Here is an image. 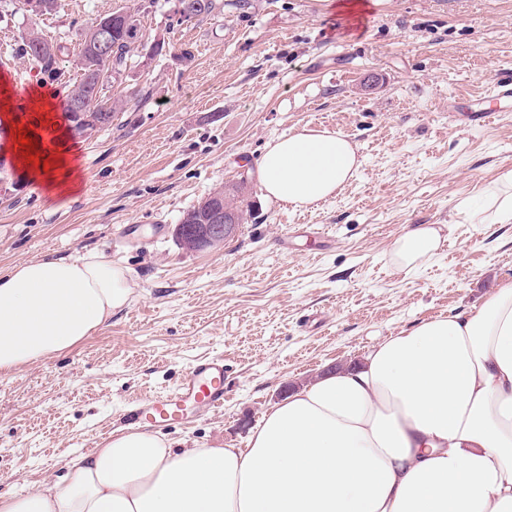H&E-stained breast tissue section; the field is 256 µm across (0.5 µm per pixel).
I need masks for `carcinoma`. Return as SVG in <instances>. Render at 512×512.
<instances>
[{"instance_id": "cac0c4a2", "label": "carcinoma", "mask_w": 512, "mask_h": 512, "mask_svg": "<svg viewBox=\"0 0 512 512\" xmlns=\"http://www.w3.org/2000/svg\"><path fill=\"white\" fill-rule=\"evenodd\" d=\"M19 3L23 11L35 16L50 14L58 7V0H37L34 6L31 5V0H19ZM143 13L145 6L140 4L132 8L123 7L107 15V19L112 21V46L107 54H96L92 51L98 34L97 20L82 29L79 42L71 48L52 41L34 30L22 37L21 56L52 80H57L61 76V56H76L79 77L67 98L81 102L84 112L80 121L73 127V134L85 137L110 127L107 113L101 111V107L106 103H112L114 112L123 109L121 101H109L106 96L107 86L97 87L98 78L102 72L111 71L118 74L126 71L130 53L143 36ZM224 200L227 202V208L238 219L247 220L252 204L245 182L224 186Z\"/></svg>"}]
</instances>
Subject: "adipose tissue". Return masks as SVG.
<instances>
[{"instance_id": "1", "label": "adipose tissue", "mask_w": 512, "mask_h": 512, "mask_svg": "<svg viewBox=\"0 0 512 512\" xmlns=\"http://www.w3.org/2000/svg\"><path fill=\"white\" fill-rule=\"evenodd\" d=\"M39 88L23 133L47 190H73L78 153ZM52 128V148H40ZM362 165L346 136L301 129L257 162L268 198L301 208L336 194ZM486 219L512 223V168L484 188ZM439 227L394 240L393 266L433 258ZM131 295L129 272L96 254L41 257L0 273V373L62 354ZM0 512H512V285L468 316L439 315L361 363L318 376L275 405L245 447L174 450L147 431L113 432L74 457L64 483L1 496Z\"/></svg>"}]
</instances>
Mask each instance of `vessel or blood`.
I'll use <instances>...</instances> for the list:
<instances>
[{"mask_svg": "<svg viewBox=\"0 0 512 512\" xmlns=\"http://www.w3.org/2000/svg\"><path fill=\"white\" fill-rule=\"evenodd\" d=\"M512 105V74L504 72L495 80L493 90L482 105L467 107L464 116L475 126L489 123L496 113ZM224 408V359L220 356L194 360L177 387L170 393L154 395L133 405L129 425L168 426L188 411L211 414Z\"/></svg>", "mask_w": 512, "mask_h": 512, "instance_id": "vessel-or-blood-1", "label": "vessel or blood"}]
</instances>
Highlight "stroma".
I'll list each match as a JSON object with an SVG mask.
<instances>
[{
    "label": "stroma",
    "instance_id": "obj_1",
    "mask_svg": "<svg viewBox=\"0 0 512 512\" xmlns=\"http://www.w3.org/2000/svg\"><path fill=\"white\" fill-rule=\"evenodd\" d=\"M135 0H61L57 13L0 23V80L43 83L17 48L34 27L69 44L80 25ZM224 0L215 19L172 25L171 0L111 95L110 128L76 139L82 181L34 182L0 197V272L43 256L95 252L130 271L128 305L60 356L0 374V493L59 481L68 461L127 427L130 405L173 388L197 357L224 358L222 413L164 430L174 448L246 445L287 386L350 365L437 315L475 312L512 284V223L476 224L481 192L512 168V112L468 127L448 110L512 71V0H367L355 30L341 0ZM170 52L146 60L156 35ZM194 58L184 62L182 47ZM148 93L145 104L130 101ZM346 136L363 158L334 197L303 210L269 200L255 165L267 142L302 128ZM245 182L252 213L224 247L188 252L183 213ZM138 225L142 242L119 233ZM414 224L442 226L419 270L389 247Z\"/></svg>",
    "mask_w": 512,
    "mask_h": 512
}]
</instances>
